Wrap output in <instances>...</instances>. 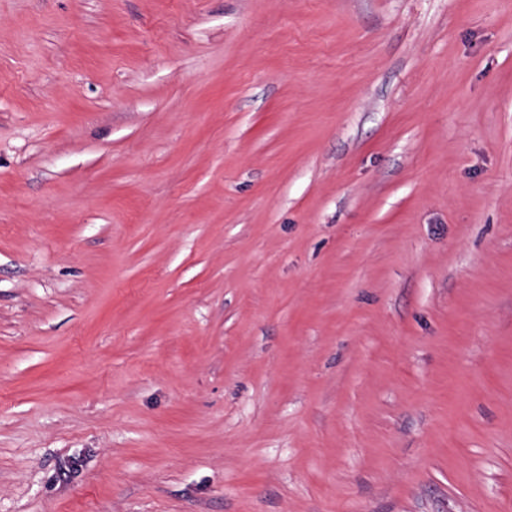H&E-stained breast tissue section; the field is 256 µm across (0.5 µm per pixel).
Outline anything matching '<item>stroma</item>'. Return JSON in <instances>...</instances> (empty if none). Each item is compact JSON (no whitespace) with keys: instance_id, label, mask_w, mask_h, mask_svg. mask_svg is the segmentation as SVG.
Wrapping results in <instances>:
<instances>
[{"instance_id":"stroma-1","label":"stroma","mask_w":512,"mask_h":512,"mask_svg":"<svg viewBox=\"0 0 512 512\" xmlns=\"http://www.w3.org/2000/svg\"><path fill=\"white\" fill-rule=\"evenodd\" d=\"M0 512H512V0H0Z\"/></svg>"}]
</instances>
